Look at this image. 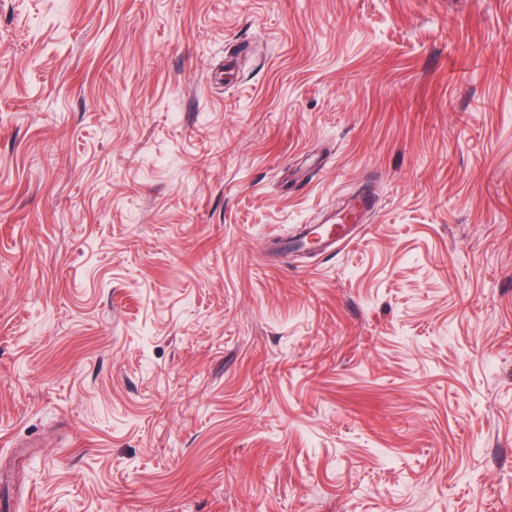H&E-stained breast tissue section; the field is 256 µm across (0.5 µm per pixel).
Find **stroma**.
Returning <instances> with one entry per match:
<instances>
[{
	"instance_id": "stroma-1",
	"label": "stroma",
	"mask_w": 512,
	"mask_h": 512,
	"mask_svg": "<svg viewBox=\"0 0 512 512\" xmlns=\"http://www.w3.org/2000/svg\"><path fill=\"white\" fill-rule=\"evenodd\" d=\"M1 471L0 512H512V0H0Z\"/></svg>"
}]
</instances>
